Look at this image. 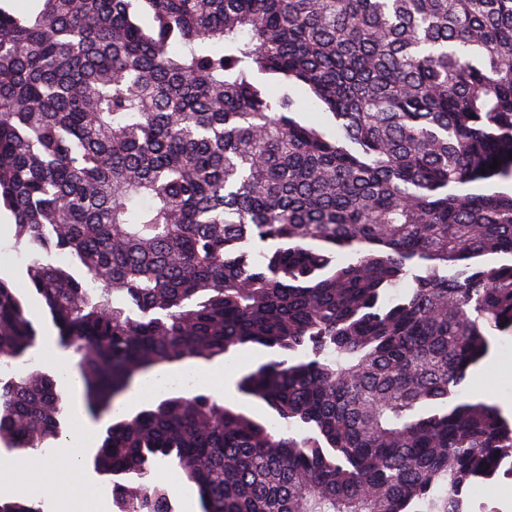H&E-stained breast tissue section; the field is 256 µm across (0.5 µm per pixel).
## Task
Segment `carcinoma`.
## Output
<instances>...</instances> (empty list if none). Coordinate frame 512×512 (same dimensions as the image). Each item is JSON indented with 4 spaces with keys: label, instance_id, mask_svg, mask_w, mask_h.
<instances>
[{
    "label": "carcinoma",
    "instance_id": "carcinoma-1",
    "mask_svg": "<svg viewBox=\"0 0 512 512\" xmlns=\"http://www.w3.org/2000/svg\"><path fill=\"white\" fill-rule=\"evenodd\" d=\"M34 2L0 6V209L89 410L279 356L238 382L273 423L202 393L113 420L120 512H171L165 464L203 512H500L466 488L512 480V423L462 386L512 335V0ZM36 337L0 274L9 451L64 433L55 378L9 371ZM273 358V354L267 349H254V348H243L236 353H232L226 356L227 370L232 376L228 383V392L235 394L236 392L240 395L241 399L237 404L241 410L245 413L254 416L258 419H269L271 417L268 414V408L256 401L255 399L244 396L237 391L236 382L245 373L255 369L259 364L265 363ZM223 363H224V359L218 358V359L214 360L213 362H203V361L188 362V363H185L182 365L174 366L171 369L172 370H184V369H189V368L195 367L197 365L213 366V365H221ZM167 373H168V371H165V372L150 375L147 378L139 379V381H137L136 386L133 388V390L130 392L128 391L129 393L127 392L128 393V394L126 393L127 395L124 394L122 396V397H124L126 395L123 398V401L117 405V407L120 410H123L126 407L141 403L144 400L154 396L157 393V391L155 390V388L152 384V380L156 379L158 377H163V376L167 375ZM195 381H196V384L201 385V386H212L214 388L221 389L224 387V369L220 368V367H195ZM201 386H194L189 389L181 388V387L168 388L165 391L159 392L157 394V396L155 398H153L152 400H150L148 402L146 401V402L141 403L134 411H138V410L142 409L150 402H152L158 398H161L163 396L175 395V394L183 393L186 391H192L194 393L210 394L218 399H221V397L217 396L213 390L208 389L206 387H201ZM122 397H120V398H122ZM120 398H118V399H120Z\"/></svg>",
    "mask_w": 512,
    "mask_h": 512
}]
</instances>
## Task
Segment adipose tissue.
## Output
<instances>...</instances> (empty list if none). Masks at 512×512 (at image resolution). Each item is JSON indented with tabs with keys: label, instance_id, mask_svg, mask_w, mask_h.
Masks as SVG:
<instances>
[{
	"label": "adipose tissue",
	"instance_id": "1",
	"mask_svg": "<svg viewBox=\"0 0 512 512\" xmlns=\"http://www.w3.org/2000/svg\"><path fill=\"white\" fill-rule=\"evenodd\" d=\"M93 429L83 415H76L71 434L61 440L51 456L36 453L15 457L0 464V496L19 499L52 497L76 503L81 512H94L96 489L81 474L83 450Z\"/></svg>",
	"mask_w": 512,
	"mask_h": 512
}]
</instances>
